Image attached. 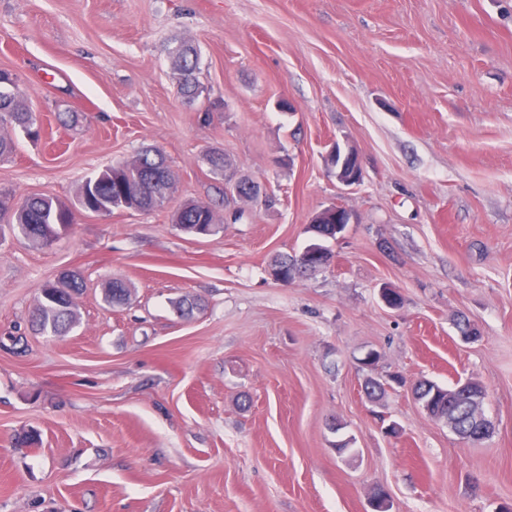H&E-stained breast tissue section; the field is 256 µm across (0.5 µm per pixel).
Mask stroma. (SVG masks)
Instances as JSON below:
<instances>
[{
	"mask_svg": "<svg viewBox=\"0 0 512 512\" xmlns=\"http://www.w3.org/2000/svg\"><path fill=\"white\" fill-rule=\"evenodd\" d=\"M180 43L199 55L192 103ZM1 68L45 132L17 137L0 189L71 204L156 147L175 192L76 214L47 247L0 240V512H371L380 488L390 512L512 508V0H0ZM336 144L359 185L337 181ZM213 150L265 198L226 196ZM189 202L214 208L213 235L173 224ZM336 203L354 222L328 267L275 281L272 257ZM70 270L78 323L33 334L41 288ZM186 296L204 304L188 318ZM390 374L406 385L368 399L364 379ZM460 378L487 389L479 444L409 388ZM28 429L39 444L18 446ZM171 54L174 56L180 75V90L185 99L192 103L202 94V86L198 77V54L190 46L175 47Z\"/></svg>",
	"mask_w": 512,
	"mask_h": 512,
	"instance_id": "1",
	"label": "stroma"
}]
</instances>
